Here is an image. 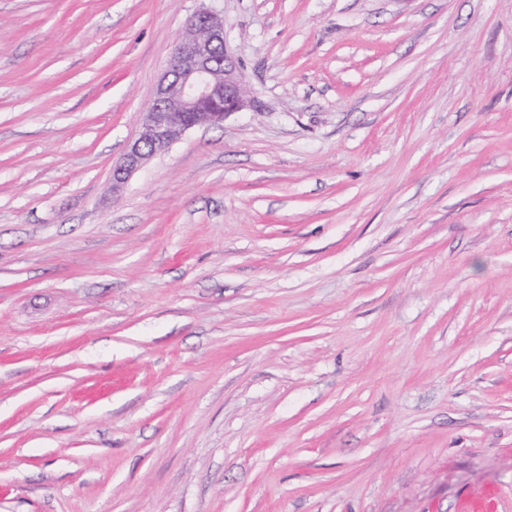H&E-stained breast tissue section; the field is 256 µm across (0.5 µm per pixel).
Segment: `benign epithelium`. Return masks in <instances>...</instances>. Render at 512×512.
I'll use <instances>...</instances> for the list:
<instances>
[{
    "instance_id": "obj_1",
    "label": "benign epithelium",
    "mask_w": 512,
    "mask_h": 512,
    "mask_svg": "<svg viewBox=\"0 0 512 512\" xmlns=\"http://www.w3.org/2000/svg\"><path fill=\"white\" fill-rule=\"evenodd\" d=\"M224 48V25L217 11L201 8L187 22L169 53L155 96L121 162L112 169V185L124 184L152 157L168 150L190 129L219 125L252 103L238 62Z\"/></svg>"
}]
</instances>
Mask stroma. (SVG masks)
<instances>
[{
    "label": "stroma",
    "instance_id": "stroma-1",
    "mask_svg": "<svg viewBox=\"0 0 512 512\" xmlns=\"http://www.w3.org/2000/svg\"><path fill=\"white\" fill-rule=\"evenodd\" d=\"M210 7L251 107L120 191ZM512 512V0H0V512ZM495 490L490 486L467 492L460 499L457 512H494Z\"/></svg>",
    "mask_w": 512,
    "mask_h": 512
}]
</instances>
